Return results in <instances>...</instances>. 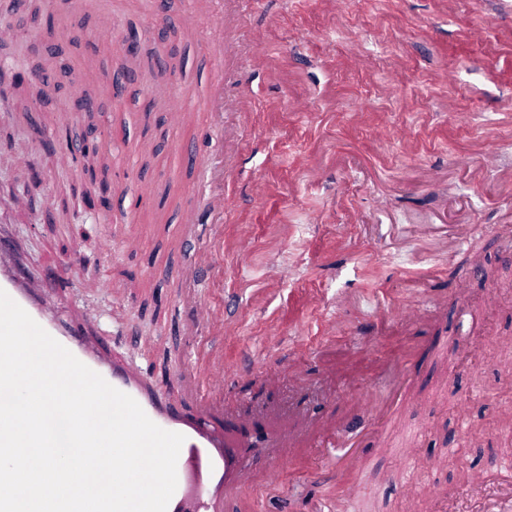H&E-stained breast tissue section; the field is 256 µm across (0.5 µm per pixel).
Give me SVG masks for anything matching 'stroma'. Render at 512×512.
<instances>
[{
	"label": "stroma",
	"mask_w": 512,
	"mask_h": 512,
	"mask_svg": "<svg viewBox=\"0 0 512 512\" xmlns=\"http://www.w3.org/2000/svg\"><path fill=\"white\" fill-rule=\"evenodd\" d=\"M192 7L164 0L154 24L145 0H0V258L15 260L24 284L46 266L62 270V287L47 290L48 322L89 323L96 359L136 368L162 401L194 409V384L176 382L177 371L228 363L208 413L216 433L225 411L269 402L338 419L351 395L393 394L392 385L375 386L380 368L410 362L415 403L399 419L417 434L420 462L404 461L396 437L368 448L362 512H405L411 500L434 512L423 486L462 494L467 470L495 474L512 456V422L503 420L512 356L492 344L512 337V190L503 186L512 174V0H456L446 11L438 0H355L347 13L326 0H256L229 42L237 63L224 73L223 135L213 143L199 133L206 113L177 130L167 110L209 83L205 42L184 35ZM105 14L112 28L101 35ZM474 24L485 26L483 42L468 39ZM130 38L136 67L124 53ZM351 48L366 69L348 67ZM255 54L268 67L251 66ZM296 98L305 111H292ZM380 118L407 124L413 146L372 142L367 126ZM90 137L138 150L111 168L118 189L105 209L85 205L95 188L82 160L65 167L57 159L59 146ZM176 141L198 162L174 175ZM486 148L497 154L489 170L480 165ZM306 156L323 164L321 180H307ZM142 185L152 187L151 201H139ZM219 193L255 239L249 259L228 246L232 217L218 224L205 213ZM189 207L205 216L186 232ZM325 209L334 226L316 222ZM457 224L471 230L452 245ZM133 230L141 247L116 248ZM206 250L217 269L203 272L199 288L185 287L186 268ZM281 266L290 280L272 281ZM455 286L457 301L411 328L378 326L380 309L366 303L381 291L409 297ZM199 296L234 335L195 322ZM328 318L341 330L330 341L321 334ZM271 322L281 331L274 341L265 334ZM362 322L375 323L373 342L356 341ZM301 359L312 373L305 384L288 376ZM464 398L463 426L456 405ZM320 465L315 455L309 467L286 468L280 487L259 494L256 512H311L317 498L335 496V474L313 473Z\"/></svg>",
	"instance_id": "stroma-1"
}]
</instances>
